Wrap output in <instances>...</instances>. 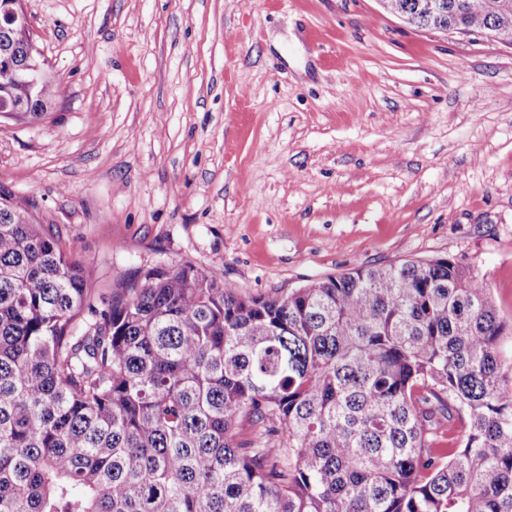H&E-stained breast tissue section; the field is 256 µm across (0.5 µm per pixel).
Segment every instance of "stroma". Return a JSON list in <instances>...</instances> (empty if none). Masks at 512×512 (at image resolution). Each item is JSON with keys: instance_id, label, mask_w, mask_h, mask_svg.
Here are the masks:
<instances>
[{"instance_id": "1", "label": "stroma", "mask_w": 512, "mask_h": 512, "mask_svg": "<svg viewBox=\"0 0 512 512\" xmlns=\"http://www.w3.org/2000/svg\"><path fill=\"white\" fill-rule=\"evenodd\" d=\"M60 85L0 121L27 200L102 295L155 265L243 295L455 258L512 320V46L379 0H23Z\"/></svg>"}]
</instances>
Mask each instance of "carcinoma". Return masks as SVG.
I'll return each instance as SVG.
<instances>
[{"label":"carcinoma","mask_w":512,"mask_h":512,"mask_svg":"<svg viewBox=\"0 0 512 512\" xmlns=\"http://www.w3.org/2000/svg\"><path fill=\"white\" fill-rule=\"evenodd\" d=\"M445 2L384 10L501 26L505 0ZM4 42L30 62L28 28ZM58 92L48 73L0 85L33 105L20 122ZM507 330L452 258L259 296L185 262L101 298L26 201L0 200V512H512Z\"/></svg>","instance_id":"carcinoma-1"}]
</instances>
